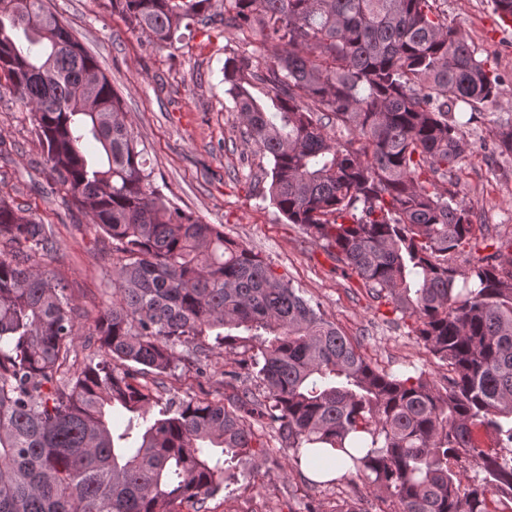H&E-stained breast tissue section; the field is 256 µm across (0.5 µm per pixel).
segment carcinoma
<instances>
[{
	"instance_id": "carcinoma-1",
	"label": "carcinoma",
	"mask_w": 512,
	"mask_h": 512,
	"mask_svg": "<svg viewBox=\"0 0 512 512\" xmlns=\"http://www.w3.org/2000/svg\"><path fill=\"white\" fill-rule=\"evenodd\" d=\"M111 2L163 43L196 23L261 31L271 53L226 58L224 85L271 161L270 201L391 304L392 322L413 320L448 376L372 366L271 263L170 205L71 28L45 0H0V87L29 109L50 181L111 240L116 272L80 361L84 313L31 263L57 251L52 227L0 198V512H204L270 462V431L297 467L332 470L344 451L348 475L384 488L391 512H505L512 267L448 190L468 150L460 114L474 119L502 82L437 0ZM492 151L512 152V125ZM466 248L477 257L461 295L449 261ZM209 339L248 353L224 372L226 402H162L176 347L203 377Z\"/></svg>"
}]
</instances>
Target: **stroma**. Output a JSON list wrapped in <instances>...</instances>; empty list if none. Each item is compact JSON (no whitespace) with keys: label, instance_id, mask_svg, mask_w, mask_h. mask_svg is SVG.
Returning a JSON list of instances; mask_svg holds the SVG:
<instances>
[{"label":"stroma","instance_id":"35a3bbf8","mask_svg":"<svg viewBox=\"0 0 512 512\" xmlns=\"http://www.w3.org/2000/svg\"><path fill=\"white\" fill-rule=\"evenodd\" d=\"M49 11L69 25L119 93L124 120L131 127L154 171V185L173 206L205 224H220L226 237L259 252L277 273L291 279L305 297L319 303L366 360L399 372L426 371L442 382L447 369L416 336L386 321L387 305L373 301L362 283L344 277L321 242L288 221L262 196L260 177L271 163L246 141L243 124L224 92V60L235 54L255 57L267 46L259 31L195 26L173 45L155 44L132 30L110 0H47ZM449 26L459 30L491 74L512 82V26L505 25L491 0H439ZM512 122V91L482 108L465 125L474 150L448 182L458 203L479 214L490 233L512 236V154L483 150L500 125ZM44 153L31 131L26 109L0 88V197L29 208L52 225L58 240L54 258L36 256L35 264L65 278L76 306L96 312L112 290L110 246L82 233L89 216L67 201L64 191L47 190ZM234 355L210 352L207 378L177 367L162 392L166 399L200 396L220 400L226 389L224 368ZM362 512H387L386 493L357 478L336 486L310 481L304 469L262 466L257 475L209 499L208 512H335L342 500Z\"/></svg>","mask_w":512,"mask_h":512}]
</instances>
